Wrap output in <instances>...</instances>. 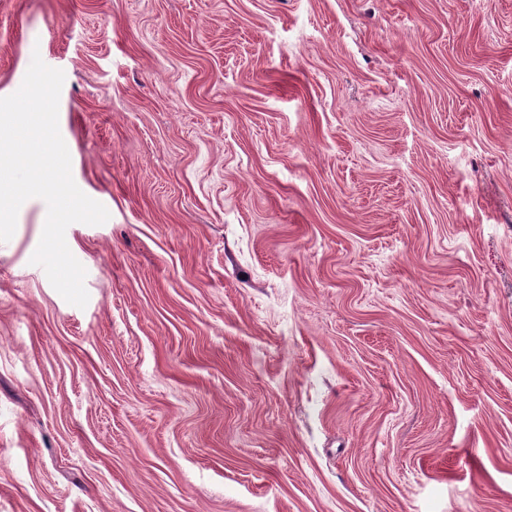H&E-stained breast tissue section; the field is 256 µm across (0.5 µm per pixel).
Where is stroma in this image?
<instances>
[{"mask_svg": "<svg viewBox=\"0 0 512 512\" xmlns=\"http://www.w3.org/2000/svg\"><path fill=\"white\" fill-rule=\"evenodd\" d=\"M63 70L89 301L0 242V512H512V0H0Z\"/></svg>", "mask_w": 512, "mask_h": 512, "instance_id": "35a3bbf8", "label": "stroma"}]
</instances>
